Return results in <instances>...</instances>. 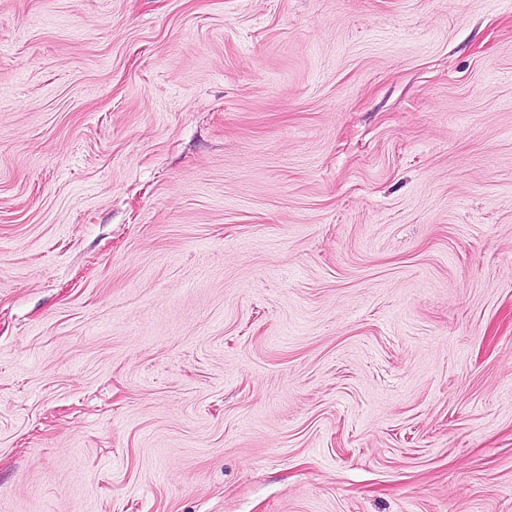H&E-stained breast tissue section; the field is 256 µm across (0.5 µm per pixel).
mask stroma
Returning a JSON list of instances; mask_svg holds the SVG:
<instances>
[{
  "label": "stroma",
  "mask_w": 512,
  "mask_h": 512,
  "mask_svg": "<svg viewBox=\"0 0 512 512\" xmlns=\"http://www.w3.org/2000/svg\"><path fill=\"white\" fill-rule=\"evenodd\" d=\"M0 512H512V0H0Z\"/></svg>",
  "instance_id": "35a3bbf8"
}]
</instances>
